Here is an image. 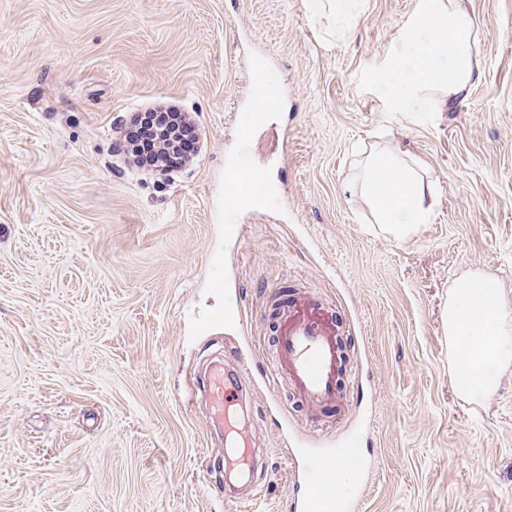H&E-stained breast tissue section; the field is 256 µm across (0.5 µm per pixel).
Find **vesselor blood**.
I'll use <instances>...</instances> for the list:
<instances>
[{
	"label": "vessel or blood",
	"mask_w": 512,
	"mask_h": 512,
	"mask_svg": "<svg viewBox=\"0 0 512 512\" xmlns=\"http://www.w3.org/2000/svg\"><path fill=\"white\" fill-rule=\"evenodd\" d=\"M252 109L240 117L242 139L237 168L230 178L236 198L248 201L258 196L253 180L256 162L251 149L254 132L263 127L266 115L279 106L274 83L252 81ZM275 374L264 376L275 386L277 375H285L294 392L306 405L323 412L343 406L346 395L340 388L344 356L338 345L336 323L312 298L284 306L278 316L275 343ZM253 367L237 361L225 369L223 361L212 362L203 387L208 399V423L223 430L226 462L239 472L249 468V445L235 425L233 408L242 381L254 379ZM360 437L350 436L335 443L322 436L288 450L289 491L293 512H356L364 497L369 476L359 457Z\"/></svg>",
	"instance_id": "obj_1"
}]
</instances>
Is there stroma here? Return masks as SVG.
<instances>
[{"label":"stroma","instance_id":"35a3bbf8","mask_svg":"<svg viewBox=\"0 0 512 512\" xmlns=\"http://www.w3.org/2000/svg\"><path fill=\"white\" fill-rule=\"evenodd\" d=\"M415 4L358 0L348 19L334 0H0V512H228L224 448L185 397L225 346L267 361L278 286L329 309L348 364L371 368L359 512H512V361L490 397L459 395L447 327L465 276L512 317V0H467L482 71L466 100L394 112L378 75ZM258 67L284 87L253 142L282 200L229 229L231 107ZM159 101L200 137L167 177L129 166L124 141ZM399 147L436 189L402 240L356 187L364 151ZM239 290L248 337L216 320ZM350 406L312 415L257 385L245 430L269 485L242 512H287L281 422L333 436Z\"/></svg>","mask_w":512,"mask_h":512}]
</instances>
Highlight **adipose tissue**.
<instances>
[{
  "mask_svg": "<svg viewBox=\"0 0 512 512\" xmlns=\"http://www.w3.org/2000/svg\"><path fill=\"white\" fill-rule=\"evenodd\" d=\"M473 21L465 0H417L381 80L394 111L420 100L431 111L454 109L477 80ZM407 152L380 151L362 162L360 190L378 223L396 238L415 233L434 206L430 185L407 168ZM448 348L453 381L466 397H488L493 371L512 360V322L494 288L462 279L448 298Z\"/></svg>",
  "mask_w": 512,
  "mask_h": 512,
  "instance_id": "ef3b65f1",
  "label": "adipose tissue"
}]
</instances>
